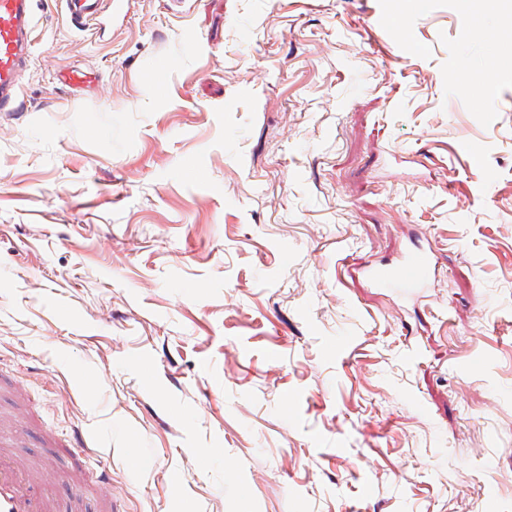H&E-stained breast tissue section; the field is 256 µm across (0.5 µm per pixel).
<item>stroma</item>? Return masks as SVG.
<instances>
[{
  "instance_id": "35a3bbf8",
  "label": "stroma",
  "mask_w": 512,
  "mask_h": 512,
  "mask_svg": "<svg viewBox=\"0 0 512 512\" xmlns=\"http://www.w3.org/2000/svg\"><path fill=\"white\" fill-rule=\"evenodd\" d=\"M481 8L38 0L0 374L122 512H512V48L473 33L512 0ZM417 242L425 287L366 278ZM103 0H67L71 18L83 25L86 19L95 17L103 4Z\"/></svg>"
}]
</instances>
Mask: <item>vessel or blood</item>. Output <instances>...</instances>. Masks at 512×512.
<instances>
[{"mask_svg":"<svg viewBox=\"0 0 512 512\" xmlns=\"http://www.w3.org/2000/svg\"><path fill=\"white\" fill-rule=\"evenodd\" d=\"M34 24L32 0H0V112L17 111L16 88L25 64ZM433 252L417 244L394 262L374 267L377 284L414 286L430 277ZM59 496L52 479L43 477L18 444L0 432V512H57Z\"/></svg>","mask_w":512,"mask_h":512,"instance_id":"vessel-or-blood-1","label":"vessel or blood"}]
</instances>
